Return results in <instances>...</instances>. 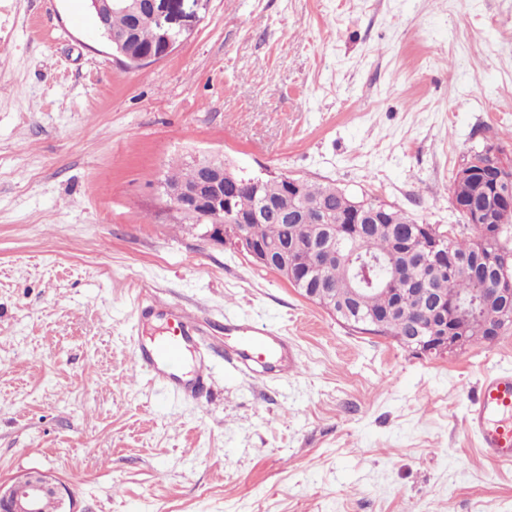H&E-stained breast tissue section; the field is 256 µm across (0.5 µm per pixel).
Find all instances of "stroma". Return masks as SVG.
<instances>
[{"label":"stroma","mask_w":512,"mask_h":512,"mask_svg":"<svg viewBox=\"0 0 512 512\" xmlns=\"http://www.w3.org/2000/svg\"><path fill=\"white\" fill-rule=\"evenodd\" d=\"M129 68L86 0H0V484L40 470L75 512H512V464L470 400L512 332L419 356L345 328L159 182L218 158L457 224L474 151H512V0H208ZM186 306L214 366L196 400L134 369L138 293ZM228 317L273 328L297 373L224 361Z\"/></svg>","instance_id":"stroma-1"}]
</instances>
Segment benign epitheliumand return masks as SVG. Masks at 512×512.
<instances>
[{
  "instance_id": "obj_1",
  "label": "benign epithelium",
  "mask_w": 512,
  "mask_h": 512,
  "mask_svg": "<svg viewBox=\"0 0 512 512\" xmlns=\"http://www.w3.org/2000/svg\"><path fill=\"white\" fill-rule=\"evenodd\" d=\"M92 13L96 17L97 27L105 26L115 11L122 12L136 22L142 12H147L152 21L157 38L149 47H136L131 44V32L104 35L108 47L121 57L128 67H139L156 62L171 54L178 46L188 39L191 32V21L198 17L196 8L205 6L208 0H191L194 9L185 11V0H90ZM199 178L186 186L165 188L164 195L172 207L184 217H201L205 224L201 225L202 236L215 242L224 241V224L235 225L232 235L233 244L247 253L253 262L262 267L274 269L284 280L292 284L302 282L295 263L288 259V248L275 249L268 245H256L250 234L249 224L268 218H277L286 223L315 220L310 211L299 212L288 208L283 201L296 197L301 192L300 180L295 177H281V201L265 199L262 209L252 212H241L235 209L233 200L240 188L247 185L258 189L253 181H245L224 166V162L207 159L197 162ZM330 240L321 244L315 240L308 242V250L322 257L321 266H326L336 259V226H327ZM451 235V230H442L434 225L419 236L422 242L420 251L433 256L440 238ZM447 268L439 263L422 262L406 269L396 267L392 271L395 278H406L413 288L409 289L411 298H430V308L423 315L416 327L415 335L407 337L408 349L417 355H455L469 348V342L460 320V311L450 308L445 301L433 295L428 288L429 280L437 273H444ZM366 281L356 284L352 293L351 306H338L331 301L330 292L323 289L311 295L312 302L319 305L332 315H350V308L358 310L363 307V298L369 289ZM477 293L484 302L495 301L500 309L493 314L488 322L489 338L497 340L503 332L512 327V288H479ZM52 496L58 499L63 512H71L66 508V499L62 484L55 483L52 476L40 471H31L13 479L6 485H0V512H40L43 498Z\"/></svg>"
}]
</instances>
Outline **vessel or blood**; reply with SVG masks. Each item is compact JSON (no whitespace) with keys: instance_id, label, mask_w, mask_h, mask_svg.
Listing matches in <instances>:
<instances>
[{"instance_id":"b4317fda","label":"vessel or blood","mask_w":512,"mask_h":512,"mask_svg":"<svg viewBox=\"0 0 512 512\" xmlns=\"http://www.w3.org/2000/svg\"><path fill=\"white\" fill-rule=\"evenodd\" d=\"M134 312L140 318H163L168 331L159 339L137 342V365L173 395L189 397L202 391L210 377L204 361H197L190 375L178 372L186 352L199 346L203 328L198 318L186 308L159 300L148 302L141 296L134 301ZM224 332L235 339L225 356L240 370L257 376L297 370L286 340L274 331L236 319L225 322ZM467 422L485 456L512 461V374L491 375L481 382L471 399Z\"/></svg>"}]
</instances>
